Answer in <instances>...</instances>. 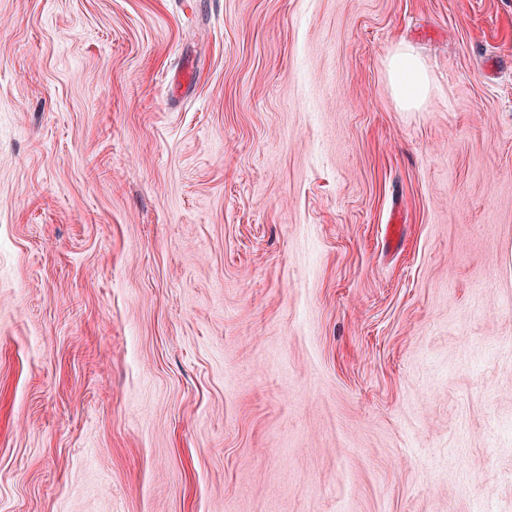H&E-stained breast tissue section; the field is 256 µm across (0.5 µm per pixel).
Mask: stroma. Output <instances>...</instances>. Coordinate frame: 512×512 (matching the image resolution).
Wrapping results in <instances>:
<instances>
[{
	"instance_id": "35a3bbf8",
	"label": "stroma",
	"mask_w": 512,
	"mask_h": 512,
	"mask_svg": "<svg viewBox=\"0 0 512 512\" xmlns=\"http://www.w3.org/2000/svg\"><path fill=\"white\" fill-rule=\"evenodd\" d=\"M0 512H512V0H0ZM388 77L399 106L418 108L425 100L430 79L425 64L409 47L399 45L388 63Z\"/></svg>"
}]
</instances>
